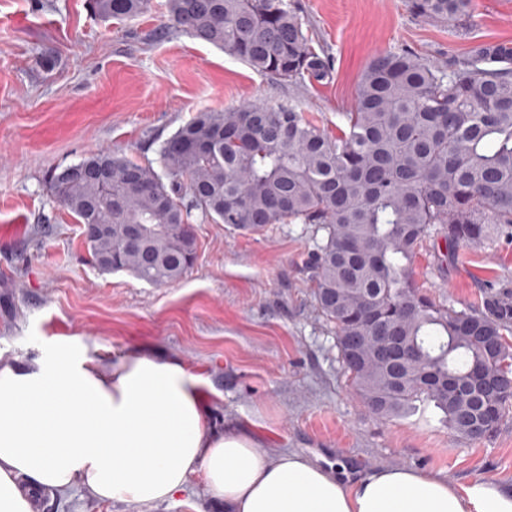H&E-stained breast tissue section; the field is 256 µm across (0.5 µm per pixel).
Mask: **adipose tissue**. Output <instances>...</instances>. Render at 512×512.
Here are the masks:
<instances>
[{
  "label": "adipose tissue",
  "mask_w": 512,
  "mask_h": 512,
  "mask_svg": "<svg viewBox=\"0 0 512 512\" xmlns=\"http://www.w3.org/2000/svg\"><path fill=\"white\" fill-rule=\"evenodd\" d=\"M202 384L178 359L135 350L107 364L76 337L26 364L0 355V512L75 487L167 502L196 474L229 512H512V490L492 478L453 486L393 467L347 484L299 453H261L214 428Z\"/></svg>",
  "instance_id": "1"
}]
</instances>
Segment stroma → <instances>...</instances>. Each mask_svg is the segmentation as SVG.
<instances>
[{
    "mask_svg": "<svg viewBox=\"0 0 512 512\" xmlns=\"http://www.w3.org/2000/svg\"><path fill=\"white\" fill-rule=\"evenodd\" d=\"M164 2L103 21L89 0H0V354L26 363L63 336L83 337L106 362L140 348L203 374L216 428L251 435L261 452L341 462L351 481L406 466L455 486L491 477L512 488V414L471 443L433 410L378 417L349 386L311 296L316 225L244 236L194 220L195 264L152 286L100 271L45 182L102 148L153 162L196 113L247 103L290 104L335 132L375 56L403 49L444 60L512 43V0H472L474 20L461 28L413 14L407 0H294L312 47L334 63L328 82L304 87L177 31ZM442 246L427 240L415 262L436 302L476 307L487 286L512 288V241L464 249L451 267L437 262ZM38 512H224V503L195 479L165 503L129 506L76 488L42 495Z\"/></svg>",
    "mask_w": 512,
    "mask_h": 512,
    "instance_id": "1",
    "label": "stroma"
}]
</instances>
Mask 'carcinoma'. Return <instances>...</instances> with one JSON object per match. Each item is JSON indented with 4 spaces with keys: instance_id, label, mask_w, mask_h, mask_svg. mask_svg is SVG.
Listing matches in <instances>:
<instances>
[{
    "instance_id": "1",
    "label": "carcinoma",
    "mask_w": 512,
    "mask_h": 512,
    "mask_svg": "<svg viewBox=\"0 0 512 512\" xmlns=\"http://www.w3.org/2000/svg\"><path fill=\"white\" fill-rule=\"evenodd\" d=\"M152 0H93L104 19L128 20ZM472 0H409L421 17L464 25ZM176 26L261 74L304 85L331 62L303 31L293 0H166ZM332 134L293 106L249 104L199 112L143 165L103 149L72 172L47 176L87 237L95 265L149 284L193 266L187 228L201 215L240 234L270 224H317L309 278L319 315L336 333L349 383L379 417L432 406L456 437L477 442L512 412V289L489 288L481 307L435 302L414 280L423 242L443 261L458 248L512 239V45L484 43L448 63L408 52L372 59ZM142 225L141 245L128 228ZM404 355L391 360L386 349Z\"/></svg>"
}]
</instances>
